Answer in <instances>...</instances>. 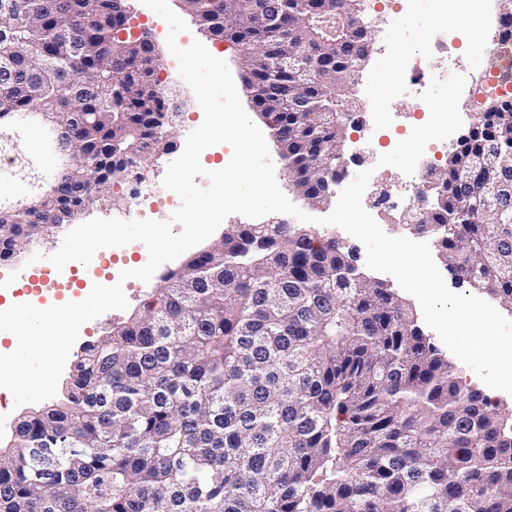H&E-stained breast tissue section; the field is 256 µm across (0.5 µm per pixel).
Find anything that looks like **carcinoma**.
I'll use <instances>...</instances> for the list:
<instances>
[{
  "instance_id": "carcinoma-1",
  "label": "carcinoma",
  "mask_w": 512,
  "mask_h": 512,
  "mask_svg": "<svg viewBox=\"0 0 512 512\" xmlns=\"http://www.w3.org/2000/svg\"><path fill=\"white\" fill-rule=\"evenodd\" d=\"M232 43L245 78L273 75L260 112L309 205L336 197L340 143L371 25L332 35L317 0H179ZM498 35L512 41V0ZM126 0H0V129L38 123L54 165L20 203L0 194V260L49 238L51 215L92 204L174 144L148 35ZM288 17V32L276 15ZM433 166L441 202L413 227L459 284L512 312V99ZM74 169L63 196H45ZM109 335L84 345L64 399L23 416L0 448V512H512V410L459 383L410 307L334 233L233 224L163 276Z\"/></svg>"
}]
</instances>
